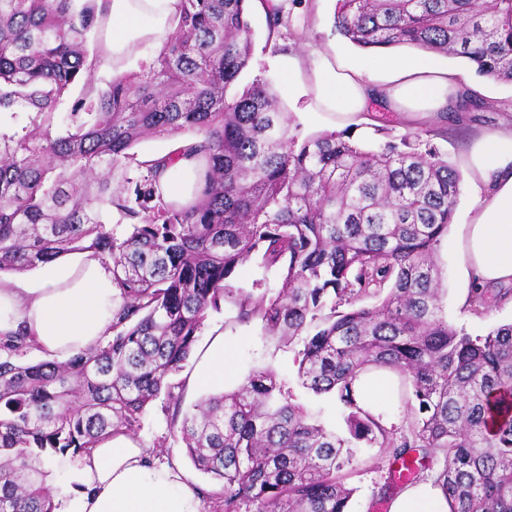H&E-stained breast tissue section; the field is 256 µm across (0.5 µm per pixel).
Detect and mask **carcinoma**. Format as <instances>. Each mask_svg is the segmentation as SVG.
Returning <instances> with one entry per match:
<instances>
[{
  "label": "carcinoma",
  "instance_id": "cac0c4a2",
  "mask_svg": "<svg viewBox=\"0 0 512 512\" xmlns=\"http://www.w3.org/2000/svg\"><path fill=\"white\" fill-rule=\"evenodd\" d=\"M181 2L152 61L102 84L103 59L87 49L102 35L99 0H0V117L26 118L0 133V273L87 253L112 264L121 298L107 344L64 362L22 363L29 336L0 333V512H56L45 461L63 468L139 429L162 396L173 437L216 481L199 495L222 512H349L342 451L361 444L400 465L374 508L441 457L450 512H512V324L472 337L441 315L435 256L460 169L413 133L379 151L348 128L299 140L271 82L236 89L252 62L248 0ZM262 5L273 35L283 7ZM335 28L363 49L461 57L476 77L512 84V0H338ZM494 110L462 81L447 120ZM186 133L178 149L131 152ZM182 158L202 165L188 205L160 183ZM256 255L282 268L278 292L235 287ZM509 299L512 288H475L467 305ZM226 303L280 347L303 337L294 386L269 364L185 409L172 378ZM379 369L398 375L410 416L399 429L357 400L359 374ZM324 394L344 437L309 408Z\"/></svg>",
  "mask_w": 512,
  "mask_h": 512
}]
</instances>
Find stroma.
<instances>
[{
	"instance_id": "35a3bbf8",
	"label": "stroma",
	"mask_w": 512,
	"mask_h": 512,
	"mask_svg": "<svg viewBox=\"0 0 512 512\" xmlns=\"http://www.w3.org/2000/svg\"><path fill=\"white\" fill-rule=\"evenodd\" d=\"M335 6L336 0H288L286 10L290 14V22L287 28L273 36L268 33L266 16L261 6L256 5L251 9L254 64L242 74L239 83L245 86L257 79L272 81L281 93V107L290 113L292 124L300 137L306 138L349 126L353 129L355 143L366 150H377L391 138L414 131L420 134L422 141L432 144L450 162L459 165L468 156L481 133L493 130L502 123L503 115L499 112L487 113L483 122L468 128L438 119L411 125L396 114L376 121L363 113L350 122L336 123L309 112V96L301 97L289 91L277 67L280 56H296L306 67L326 54L343 56L354 65L370 57L369 52L353 46L336 31L333 24ZM471 205L470 195L461 193L454 223L440 241L436 260L446 288L442 298L445 318L456 329L475 337L511 323L512 302H504L481 314L472 313L466 304L470 286L461 266L458 226L465 222ZM235 315L234 308L228 304L223 305L220 311L211 313L199 337L200 343H207L214 336H223L227 361L236 378H243L252 369L268 364L274 365L281 375H288L293 369L292 352L275 351L273 341L262 336L259 323L241 324L236 322ZM134 436L155 460L192 470L195 486L211 488V478L193 471L182 443L171 437L169 422L161 403L153 404ZM389 466L390 459L383 449H356L346 466L347 471L353 474L351 484L356 489L350 502V512H369V505L383 485Z\"/></svg>"
}]
</instances>
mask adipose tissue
I'll use <instances>...</instances> for the list:
<instances>
[{
  "label": "adipose tissue",
  "mask_w": 512,
  "mask_h": 512,
  "mask_svg": "<svg viewBox=\"0 0 512 512\" xmlns=\"http://www.w3.org/2000/svg\"><path fill=\"white\" fill-rule=\"evenodd\" d=\"M180 7L181 0H107L102 49L113 73L125 70L134 50L159 46L172 33ZM279 65L289 87L310 86L316 106L339 119L367 111L379 96L390 111L434 118L459 85L458 73L431 53L388 55L372 65L324 56L308 69L288 56ZM462 171L473 198L459 229L464 273L481 284H512V119L479 137ZM118 302L111 266L85 253L62 256L32 276L0 283V332L25 330L40 352L67 359L106 341ZM197 359L187 385L223 390L232 373L224 362L223 337H212ZM396 385L392 371L363 373L356 383L359 402L373 413L389 414ZM71 479L78 490L67 512H197L184 471L153 461L126 433L104 437L76 459ZM390 512H450V506L429 478L399 494Z\"/></svg>",
  "instance_id": "adipose-tissue-1"
}]
</instances>
